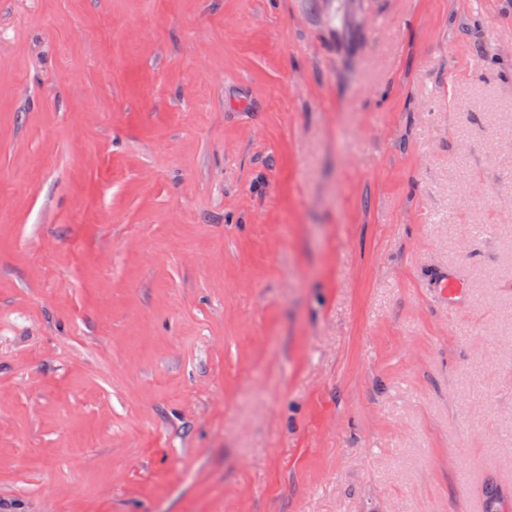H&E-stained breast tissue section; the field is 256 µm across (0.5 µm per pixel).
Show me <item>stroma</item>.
<instances>
[{"label":"stroma","instance_id":"obj_1","mask_svg":"<svg viewBox=\"0 0 512 512\" xmlns=\"http://www.w3.org/2000/svg\"><path fill=\"white\" fill-rule=\"evenodd\" d=\"M490 477L512 512V0H0V512ZM433 292L448 308L464 302L465 288L460 278L452 271L444 273L433 286Z\"/></svg>","mask_w":512,"mask_h":512}]
</instances>
